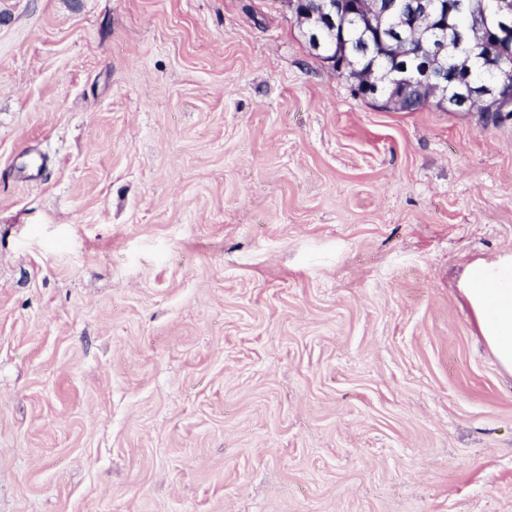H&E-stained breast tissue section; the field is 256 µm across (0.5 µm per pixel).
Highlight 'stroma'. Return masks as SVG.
Returning <instances> with one entry per match:
<instances>
[{
  "label": "stroma",
  "mask_w": 512,
  "mask_h": 512,
  "mask_svg": "<svg viewBox=\"0 0 512 512\" xmlns=\"http://www.w3.org/2000/svg\"><path fill=\"white\" fill-rule=\"evenodd\" d=\"M505 254L512 112L283 0H0V512H512ZM464 293L488 346L512 371V257L471 264Z\"/></svg>",
  "instance_id": "1"
}]
</instances>
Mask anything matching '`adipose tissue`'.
Here are the masks:
<instances>
[{
	"mask_svg": "<svg viewBox=\"0 0 512 512\" xmlns=\"http://www.w3.org/2000/svg\"><path fill=\"white\" fill-rule=\"evenodd\" d=\"M464 293L488 346L512 371V257L471 264Z\"/></svg>",
	"mask_w": 512,
	"mask_h": 512,
	"instance_id": "adipose-tissue-1",
	"label": "adipose tissue"
}]
</instances>
